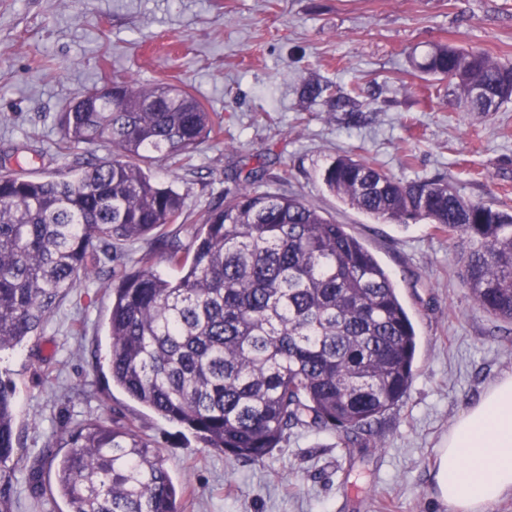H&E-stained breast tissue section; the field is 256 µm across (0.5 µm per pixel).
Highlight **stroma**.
Returning a JSON list of instances; mask_svg holds the SVG:
<instances>
[{
  "label": "stroma",
  "mask_w": 512,
  "mask_h": 512,
  "mask_svg": "<svg viewBox=\"0 0 512 512\" xmlns=\"http://www.w3.org/2000/svg\"><path fill=\"white\" fill-rule=\"evenodd\" d=\"M437 42L512 63V0H0V172L49 177L63 162L58 116L106 82L170 83L222 122L154 177L190 212L260 169V191L296 195L359 237L392 277L419 337L407 398L344 450L331 431L292 430L263 461L231 463L112 387L106 275L61 302L43 335L0 352L12 380L21 464L85 418L136 426L159 449L184 512H447L436 451L461 412L512 369V326L457 275L460 237L386 223L331 193L349 155L404 181L443 179L512 210V101L468 112L415 60ZM361 93L368 107L307 103L302 85Z\"/></svg>",
  "instance_id": "stroma-1"
}]
</instances>
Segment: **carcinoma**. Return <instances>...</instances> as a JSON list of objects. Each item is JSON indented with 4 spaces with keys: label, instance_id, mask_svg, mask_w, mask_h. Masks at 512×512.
<instances>
[{
    "label": "carcinoma",
    "instance_id": "carcinoma-1",
    "mask_svg": "<svg viewBox=\"0 0 512 512\" xmlns=\"http://www.w3.org/2000/svg\"><path fill=\"white\" fill-rule=\"evenodd\" d=\"M448 79L469 112H495L512 97V65L438 43L418 64ZM121 108L86 91V108L63 112L62 150L110 146L34 180L0 174V351L40 335L76 288L107 267L112 285V385L203 448L258 462L293 428L331 429L354 444L406 398L418 336L389 274L345 225L300 197L259 192L261 175L224 192L193 219L192 247L161 230L190 219L185 197L154 180L157 159L175 162L221 123L193 95L157 83H119ZM346 94L332 110L360 111ZM327 188L389 223L427 220L465 237L462 283L486 313L512 323V212L464 199L439 179L403 182L348 155L324 171ZM153 237L135 269L110 267L115 242ZM179 267L167 279L156 254ZM26 468L41 494L54 470L66 512H181V497L153 443L132 425L81 420ZM15 387L0 377V512H15Z\"/></svg>",
    "mask_w": 512,
    "mask_h": 512
}]
</instances>
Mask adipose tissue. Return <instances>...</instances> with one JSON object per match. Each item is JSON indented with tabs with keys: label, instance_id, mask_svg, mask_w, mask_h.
Masks as SVG:
<instances>
[{
	"label": "adipose tissue",
	"instance_id": "1",
	"mask_svg": "<svg viewBox=\"0 0 512 512\" xmlns=\"http://www.w3.org/2000/svg\"><path fill=\"white\" fill-rule=\"evenodd\" d=\"M435 485L448 512H491L512 495V371L449 429L437 451Z\"/></svg>",
	"mask_w": 512,
	"mask_h": 512
}]
</instances>
